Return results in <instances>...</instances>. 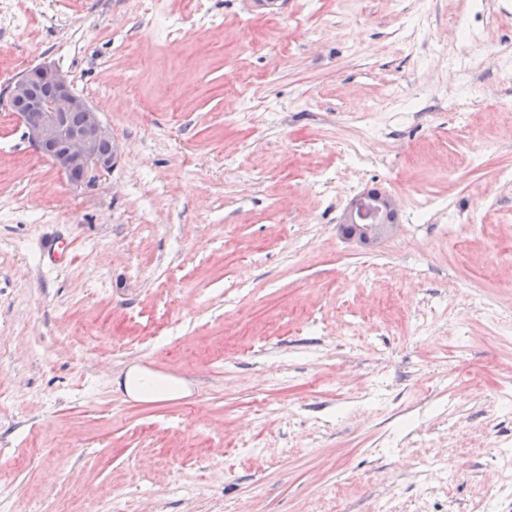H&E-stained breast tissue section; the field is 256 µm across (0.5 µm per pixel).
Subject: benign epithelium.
<instances>
[{
    "instance_id": "1",
    "label": "benign epithelium",
    "mask_w": 512,
    "mask_h": 512,
    "mask_svg": "<svg viewBox=\"0 0 512 512\" xmlns=\"http://www.w3.org/2000/svg\"><path fill=\"white\" fill-rule=\"evenodd\" d=\"M7 102L26 107V111L18 113L23 136L36 152L70 179V184L81 186L114 166L118 147L112 132L55 64L41 62L24 70L8 86ZM78 112L90 115L91 119L73 123L72 117ZM105 143L109 146L106 152L101 149ZM74 174L81 178H72ZM395 210L393 196L379 190L364 192L350 202L343 214L342 227L354 226L355 232L349 238L369 245L394 232L396 225L386 217Z\"/></svg>"
}]
</instances>
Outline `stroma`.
<instances>
[{
	"instance_id": "stroma-1",
	"label": "stroma",
	"mask_w": 512,
	"mask_h": 512,
	"mask_svg": "<svg viewBox=\"0 0 512 512\" xmlns=\"http://www.w3.org/2000/svg\"><path fill=\"white\" fill-rule=\"evenodd\" d=\"M17 6L24 30L0 21L13 512H512V0H206L166 37L141 0ZM19 59L93 105L110 173L75 187L29 146L6 103ZM371 189L399 228L362 248L339 224ZM134 364L189 394L128 397Z\"/></svg>"
}]
</instances>
